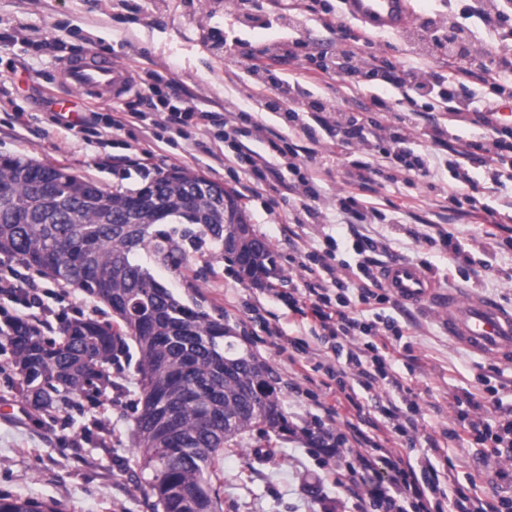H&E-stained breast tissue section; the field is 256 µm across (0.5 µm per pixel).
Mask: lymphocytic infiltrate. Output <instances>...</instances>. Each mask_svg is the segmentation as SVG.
Instances as JSON below:
<instances>
[{
    "mask_svg": "<svg viewBox=\"0 0 512 512\" xmlns=\"http://www.w3.org/2000/svg\"><path fill=\"white\" fill-rule=\"evenodd\" d=\"M309 19L310 13L305 9L297 10L289 16L288 28L293 33L289 42L274 40L262 48L239 44L234 50L238 62L243 63L252 73L261 74L258 64L261 57L285 56L292 60L298 59L305 47L298 33ZM413 38L419 45L421 55L456 61V72L434 70L419 73L412 68H379L365 60L360 53L362 47L371 43L368 32L362 29L351 36L353 50L322 53L318 72L309 75L307 83L287 81L269 73L262 74L263 84L272 85L277 99L287 104V116L292 130L301 131L311 141L316 140L318 131L322 130L343 144L364 145V152L344 163L349 187L336 198V209L344 223H385L386 214L367 197L371 183H374L380 172V160H387L400 167L406 174L407 184L411 185L418 181L433 180V155L415 150L412 146V134L419 118L417 111L394 112L392 101L378 94L373 95L371 105L374 111H391L395 114L394 126L388 135H381L379 123L344 111L330 101L311 99L308 86L321 75L355 87L378 78L391 88L404 90L406 95L427 103L445 101L449 113L459 119L474 116L476 123L483 126L485 132L453 149L447 166L453 173L455 184L448 187L445 194L449 210L458 214L470 216L481 212L490 216L494 213L493 207L461 191L460 186L470 181L465 162L474 160L483 163L486 181L494 186L501 183L497 165L505 155H512V129L500 125L495 96L505 89V75L512 74V54L501 52L496 46L475 48L473 34L468 27L453 19L445 23L438 22L436 16L431 14L424 16ZM472 78L482 82L492 93L484 109L476 113L470 109L471 92L467 85ZM137 95L145 108L134 113V120H145V111L150 108L157 112L154 127L168 131L192 117H200L216 125L217 138L233 152L240 173L249 182L262 186L270 178L279 177V169L268 157L254 150L243 151L237 140L239 125L243 122L249 124L255 135H262L264 127L254 121L251 113L239 112L236 123L231 124L218 118L216 113L198 112L193 104L186 103L180 107L166 105L160 88L154 84L140 88ZM287 167L293 176L292 182L288 184L289 192L299 189L304 192L302 201L288 205L289 223H316L319 212L314 202L319 193L313 184L307 162L299 160L296 150L292 149L288 152ZM326 244L325 252L306 253L303 264L308 273L306 287L303 292L288 298L289 314H299L318 323L336 358L335 363L324 365L322 372L335 381L340 394L333 401L321 402V409L343 425L345 430L352 425L348 417L349 410L360 406L358 390L377 388L388 395H401L407 402L408 410L417 412L418 405L411 399L412 388L391 374L387 361L389 345L407 336L409 328L393 317L372 311L374 303L388 299L387 294L381 293L382 283L371 267L372 255L376 252L388 253V245L361 236L350 241L330 237ZM341 250L352 252L358 258L356 275L363 278L364 283L357 289H350L343 279L336 277L329 262L330 256ZM351 380L357 384V391L348 390L347 383ZM491 411L499 414V424L493 425L486 421L485 415ZM454 412L456 425L448 431V440L460 444L477 440L482 444V455L486 458L512 452V406L504 407L502 401L490 402L468 391L455 399ZM344 430L336 434L337 443H346ZM357 461L358 466L352 471L354 481L369 476L377 480L368 493L371 512H407V501L424 498L426 493L440 489L438 471L430 458H423L414 466L400 465L398 458L391 455L377 458L361 454ZM469 483L470 486L493 484L492 498L487 500L471 495L468 489L459 488L448 499V512H512V496L507 493L508 488L512 487L511 472L501 471L493 476L480 468L470 474Z\"/></svg>",
    "mask_w": 512,
    "mask_h": 512,
    "instance_id": "f902f5d3",
    "label": "lymphocytic infiltrate"
}]
</instances>
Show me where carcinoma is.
I'll return each instance as SVG.
<instances>
[{
    "label": "carcinoma",
    "instance_id": "carcinoma-1",
    "mask_svg": "<svg viewBox=\"0 0 512 512\" xmlns=\"http://www.w3.org/2000/svg\"><path fill=\"white\" fill-rule=\"evenodd\" d=\"M210 180L178 168L141 189L106 190L67 166L42 167L0 155V255L35 268L64 288L96 298L110 318H64L44 332L0 309V349L10 350L16 384L38 408L71 396L100 397L109 368L132 341L138 350L141 410L134 444L163 512H216L209 469L246 432H289L266 363L224 342L229 330L166 288L139 256L174 271L187 248L224 252L235 232ZM197 213L187 220L186 199ZM135 212L137 229L126 223ZM162 228H157V225ZM241 280L273 273L270 243L248 228L237 235ZM0 512H59L56 505L0 497Z\"/></svg>",
    "mask_w": 512,
    "mask_h": 512
}]
</instances>
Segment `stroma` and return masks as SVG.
Segmentation results:
<instances>
[{"label":"stroma","mask_w":512,"mask_h":512,"mask_svg":"<svg viewBox=\"0 0 512 512\" xmlns=\"http://www.w3.org/2000/svg\"><path fill=\"white\" fill-rule=\"evenodd\" d=\"M472 4L415 0L413 9L443 20L455 17L472 30L476 47L497 43L512 50V39L502 41L490 33ZM219 30L242 39L253 37L248 26L228 14L222 0H0V154L72 166L107 190L142 187L146 167L155 173L179 167L240 191L241 183L224 164V145L203 128L190 125L156 138L138 123L118 132L105 123L107 116L139 111L136 88L159 75L168 81L169 97L193 102L202 111L229 119L243 110L252 113L266 128L269 141L262 144L246 135L241 141L270 154V141L288 135L286 115L262 110L260 99L273 98V90L215 47ZM302 38L307 47L298 60L268 58L265 66L283 79L300 80L316 69L320 51L351 47L338 30L315 20ZM362 53L381 67L403 63L424 71L448 68L445 61L417 56L408 32L373 34ZM91 54L128 67L132 90L111 103L75 94L62 78L63 69L67 62ZM312 92L349 112L360 113L371 105L370 88H349L331 78ZM64 98L72 99L76 110L101 113V121L72 135L51 119ZM296 144L299 154L314 150L331 159L319 172L322 223H280L277 213L286 202L272 191L239 201L253 230L273 246L277 266L267 286L242 281L230 263L211 251L193 255L179 274L161 267L153 270L177 297L222 318L240 350L270 366L292 427L284 436L244 434L239 445L216 458L210 477L220 512H361L363 507L351 491L346 470L355 462L359 444L349 442L329 455L309 445L301 432L305 425L318 423L331 431L336 425L318 407L324 387L306 380L295 364L304 354L316 353L318 334L305 319L283 317L288 292L304 287L305 252L323 248L325 237L389 239L398 259L421 267L440 292L468 290L512 307V249L474 248L477 223L442 209L437 189L410 187L384 170L370 196L395 216V223L344 224L334 207L346 178L340 148L325 135L316 144L303 137ZM441 229L471 249L472 265L453 281L446 253L427 242ZM28 276L48 293L40 328L58 327L63 317H102L104 307L95 298L63 288L34 270ZM255 304L260 307L256 314L251 311ZM383 309L412 329L409 350L395 354L391 364L396 376L414 390L420 407L414 446L387 433L384 448L417 461L427 454L425 436L441 437L453 425L451 402L464 392L494 388L504 403L512 402V364L478 357L452 343L443 310L401 300ZM110 372L112 383L104 388L103 402L85 399L77 408L58 404L39 410L19 394L11 356L0 352V496L53 502L60 512H156L133 443L139 397L136 366L122 359ZM104 425L111 427V437L102 436ZM480 456L481 447L473 442L449 445L446 452L432 456L442 486H467Z\"/></svg>","instance_id":"obj_1"}]
</instances>
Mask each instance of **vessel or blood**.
Instances as JSON below:
<instances>
[{
  "label": "vessel or blood",
  "instance_id": "vessel-or-blood-1",
  "mask_svg": "<svg viewBox=\"0 0 512 512\" xmlns=\"http://www.w3.org/2000/svg\"><path fill=\"white\" fill-rule=\"evenodd\" d=\"M343 6L355 21L380 33L402 34L413 18L409 0H343ZM64 77L78 92L112 100L123 93L128 72L112 60L89 56L68 64ZM380 278L388 291L405 301L417 305L443 301L448 309L445 326L455 343L480 356L512 361V309L480 295L456 290L449 292L447 298H438L426 274L401 260L387 263Z\"/></svg>",
  "mask_w": 512,
  "mask_h": 512
}]
</instances>
